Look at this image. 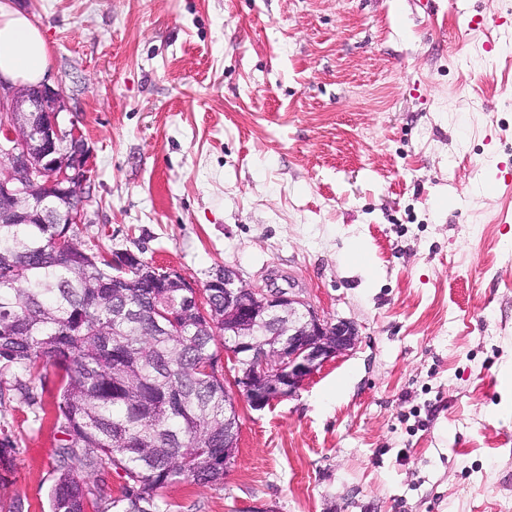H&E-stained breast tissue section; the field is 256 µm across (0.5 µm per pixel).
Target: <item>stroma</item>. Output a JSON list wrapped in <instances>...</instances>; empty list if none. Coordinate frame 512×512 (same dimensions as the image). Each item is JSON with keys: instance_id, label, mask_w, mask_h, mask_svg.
Masks as SVG:
<instances>
[{"instance_id": "1", "label": "stroma", "mask_w": 512, "mask_h": 512, "mask_svg": "<svg viewBox=\"0 0 512 512\" xmlns=\"http://www.w3.org/2000/svg\"><path fill=\"white\" fill-rule=\"evenodd\" d=\"M14 2L91 151L84 249L200 289L230 266L359 332L240 405L224 482L168 512H512V0ZM29 392L0 399V497L49 512L57 387Z\"/></svg>"}]
</instances>
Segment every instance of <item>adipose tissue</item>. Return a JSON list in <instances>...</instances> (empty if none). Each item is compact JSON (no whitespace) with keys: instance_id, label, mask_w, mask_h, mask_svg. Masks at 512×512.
Instances as JSON below:
<instances>
[{"instance_id":"ef3b65f1","label":"adipose tissue","mask_w":512,"mask_h":512,"mask_svg":"<svg viewBox=\"0 0 512 512\" xmlns=\"http://www.w3.org/2000/svg\"><path fill=\"white\" fill-rule=\"evenodd\" d=\"M49 57L41 29L10 0H0V79L38 84L48 74Z\"/></svg>"}]
</instances>
